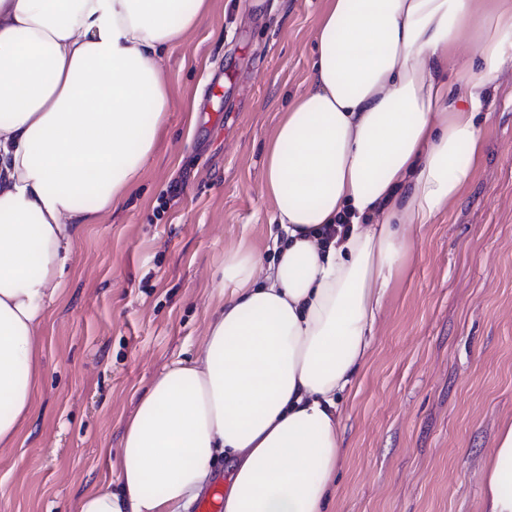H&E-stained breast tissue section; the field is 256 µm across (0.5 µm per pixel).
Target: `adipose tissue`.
Segmentation results:
<instances>
[{
  "instance_id": "1",
  "label": "adipose tissue",
  "mask_w": 512,
  "mask_h": 512,
  "mask_svg": "<svg viewBox=\"0 0 512 512\" xmlns=\"http://www.w3.org/2000/svg\"><path fill=\"white\" fill-rule=\"evenodd\" d=\"M209 2L0 0V447L31 413L76 231L139 182L170 110L162 55ZM315 42L310 86L265 146L275 259L225 252L197 357L136 399L110 459L120 491L98 483L76 512H188L221 460L223 512H325L337 398L367 362L406 227L436 223L482 162L475 118L512 63V0H326ZM482 488L484 512H512V423Z\"/></svg>"
}]
</instances>
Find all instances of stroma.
I'll return each instance as SVG.
<instances>
[{
  "label": "stroma",
  "instance_id": "stroma-1",
  "mask_svg": "<svg viewBox=\"0 0 512 512\" xmlns=\"http://www.w3.org/2000/svg\"><path fill=\"white\" fill-rule=\"evenodd\" d=\"M325 0H212L169 48L174 100L129 197L83 225L42 328L43 375L17 443L0 447V512H74L117 480L135 399L196 355L224 252L272 258L264 148L309 85ZM483 127V162L409 260L339 397L343 458L326 512H483L481 474L512 423V70Z\"/></svg>",
  "mask_w": 512,
  "mask_h": 512
}]
</instances>
